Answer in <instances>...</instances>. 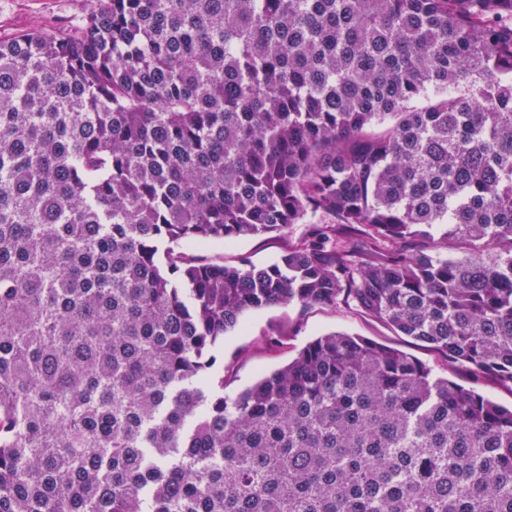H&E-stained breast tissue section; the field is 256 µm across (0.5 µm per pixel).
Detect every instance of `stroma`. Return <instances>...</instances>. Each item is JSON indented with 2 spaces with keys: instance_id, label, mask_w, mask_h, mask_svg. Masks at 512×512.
<instances>
[{
  "instance_id": "35a3bbf8",
  "label": "stroma",
  "mask_w": 512,
  "mask_h": 512,
  "mask_svg": "<svg viewBox=\"0 0 512 512\" xmlns=\"http://www.w3.org/2000/svg\"><path fill=\"white\" fill-rule=\"evenodd\" d=\"M91 8L89 0H0V40L34 30L76 31ZM306 230L298 224L282 233L242 237L231 243L196 249L203 260L223 258L225 264L243 262L261 266L278 259ZM346 332L405 351L431 367L437 375L474 388L505 407H512V383L476 375L459 365H447L443 356L385 323L343 304L333 307L277 305L246 314L245 328L226 335L213 351L216 370L224 374V392L232 395L259 376L280 367L315 337Z\"/></svg>"
}]
</instances>
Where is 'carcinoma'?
<instances>
[{
    "label": "carcinoma",
    "instance_id": "cac0c4a2",
    "mask_svg": "<svg viewBox=\"0 0 512 512\" xmlns=\"http://www.w3.org/2000/svg\"><path fill=\"white\" fill-rule=\"evenodd\" d=\"M339 302L512 382V0H94L0 41V512H512V409L403 351L211 379L245 314ZM306 224H296L282 233H270L259 236L242 237L231 243L196 248L194 255L202 260L224 258L227 265H239L245 261L257 266L269 264L278 259L288 246L300 238Z\"/></svg>",
    "mask_w": 512,
    "mask_h": 512
}]
</instances>
